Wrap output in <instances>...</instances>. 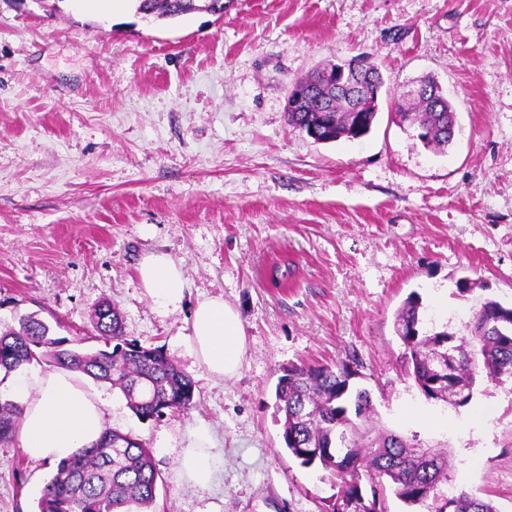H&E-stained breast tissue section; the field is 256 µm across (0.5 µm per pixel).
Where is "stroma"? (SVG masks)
I'll list each match as a JSON object with an SVG mask.
<instances>
[{
	"mask_svg": "<svg viewBox=\"0 0 512 512\" xmlns=\"http://www.w3.org/2000/svg\"><path fill=\"white\" fill-rule=\"evenodd\" d=\"M357 55L384 78L371 132L316 143L290 127L291 83ZM427 74L456 110L442 153L390 109ZM154 252L184 267L178 309L139 280ZM413 293L428 327L459 336L480 300L512 305V0H230L176 20L132 0H0V321L34 312L71 339L107 300L127 338L191 375L192 408L156 421L95 387L108 425L152 450L154 512H322L335 489L286 451L275 386L288 364L348 358L374 427L446 447L455 489L512 512V385L426 399L394 327ZM209 296L247 338L224 381L188 348ZM196 428L224 460L206 487L177 470ZM53 470L0 451V512H37Z\"/></svg>",
	"mask_w": 512,
	"mask_h": 512,
	"instance_id": "stroma-1",
	"label": "stroma"
}]
</instances>
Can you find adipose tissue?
<instances>
[{
    "label": "adipose tissue",
    "instance_id": "adipose-tissue-1",
    "mask_svg": "<svg viewBox=\"0 0 512 512\" xmlns=\"http://www.w3.org/2000/svg\"><path fill=\"white\" fill-rule=\"evenodd\" d=\"M143 288L160 308H178L185 296L183 267L168 254L151 253L137 268ZM188 345L213 377L236 376L246 353V336L238 313L220 297L197 302ZM23 398L20 448L30 459L58 463L94 446L105 428L103 401L87 388L79 373L53 369L19 378ZM181 478L207 486L219 480L223 460L213 436L205 430L188 433L177 456Z\"/></svg>",
    "mask_w": 512,
    "mask_h": 512
}]
</instances>
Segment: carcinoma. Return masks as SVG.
Wrapping results in <instances>:
<instances>
[{
    "mask_svg": "<svg viewBox=\"0 0 512 512\" xmlns=\"http://www.w3.org/2000/svg\"><path fill=\"white\" fill-rule=\"evenodd\" d=\"M137 12L158 19H175L205 11L222 15L224 0H137ZM299 104L287 111L288 125L316 142L357 139L367 135L375 112H353L351 100L336 92V64L298 79ZM403 121L417 126L423 146L443 150L452 142L455 113L432 91L418 96L403 94L394 102ZM94 328L102 346L81 347L84 339L55 337L50 326L30 313L17 326L0 329V384L16 371L33 364L79 372L97 383L119 389L127 407L140 420L157 419L169 410H186L195 382L163 349L124 340L123 319L110 302L95 310ZM396 332L405 346V375L425 397L445 401L453 388L465 389L482 374L492 381L512 380V307L485 299L473 313L470 336L457 337L445 330L427 334L421 329L420 302L410 295L398 312ZM448 366V382L432 387L440 365ZM350 364L305 365L282 368L275 388L276 415L282 416L288 453L303 467L319 466L336 478V493L325 512H385L384 492L408 506L427 512H497L489 500L462 491L441 498V485L450 481L448 454L432 456L423 443L384 431L367 445L347 438L374 413L370 392L346 390ZM23 407L0 398V450L15 448ZM157 471L153 454L131 432L107 427L95 446L56 464L38 500V512H152Z\"/></svg>",
    "mask_w": 512,
    "mask_h": 512,
    "instance_id": "carcinoma-1",
    "label": "carcinoma"
}]
</instances>
